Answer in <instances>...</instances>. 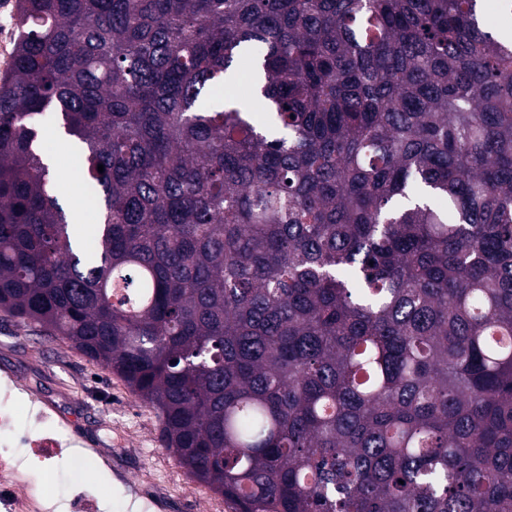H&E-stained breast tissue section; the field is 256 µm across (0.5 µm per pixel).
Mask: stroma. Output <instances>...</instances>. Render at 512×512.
Here are the masks:
<instances>
[{
  "label": "stroma",
  "instance_id": "stroma-1",
  "mask_svg": "<svg viewBox=\"0 0 512 512\" xmlns=\"http://www.w3.org/2000/svg\"><path fill=\"white\" fill-rule=\"evenodd\" d=\"M42 152L55 163L54 192L80 223L99 220L86 202L84 158L55 124H46ZM50 405L35 415L32 397ZM78 425L89 444L35 450L42 439L72 440L63 421ZM157 410L137 399L110 369L39 325L0 312V512H225V501L176 462L160 440ZM90 461L77 474V459ZM55 477V493L40 495L31 475Z\"/></svg>",
  "mask_w": 512,
  "mask_h": 512
}]
</instances>
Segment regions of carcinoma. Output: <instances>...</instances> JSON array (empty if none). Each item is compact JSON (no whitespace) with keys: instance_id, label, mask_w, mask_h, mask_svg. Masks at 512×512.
<instances>
[{"instance_id":"cac0c4a2","label":"carcinoma","mask_w":512,"mask_h":512,"mask_svg":"<svg viewBox=\"0 0 512 512\" xmlns=\"http://www.w3.org/2000/svg\"><path fill=\"white\" fill-rule=\"evenodd\" d=\"M480 2L18 0L0 311L235 512H512V38ZM42 152L55 162L54 192L71 213L78 214L80 224H96L99 214L86 203L83 179L84 158L74 141L55 124L45 125L40 140Z\"/></svg>"}]
</instances>
